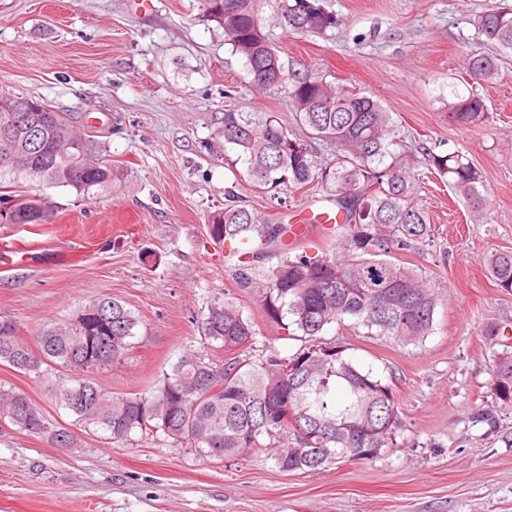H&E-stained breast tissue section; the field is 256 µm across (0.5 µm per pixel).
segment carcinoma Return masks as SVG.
Returning a JSON list of instances; mask_svg holds the SVG:
<instances>
[{"mask_svg":"<svg viewBox=\"0 0 512 512\" xmlns=\"http://www.w3.org/2000/svg\"><path fill=\"white\" fill-rule=\"evenodd\" d=\"M203 16L224 29L226 44L245 60L255 83L283 89L295 109L297 124L308 137L336 151L325 163L304 140L288 131L274 112L224 110V143L246 165L251 187L261 192L307 193L318 189L335 205L340 221L332 227L342 243L340 254L289 255L291 225L284 217L262 220L229 188L224 211L210 226L219 242H236L230 250L234 275L241 288L263 295L266 316L282 331L280 339H303L291 356L269 348L259 358L247 355L256 335L252 320L229 298H217L202 322L205 339L224 349L222 361L191 355L179 359L149 392L113 396L81 373L123 358L136 336L139 320L119 301L98 298L80 307L61 325L48 326L31 348L14 323L0 320V365L36 378L55 368L74 375L60 377L51 389L55 406L113 441L132 436L171 440L201 456L235 457L261 451L281 471L318 469L339 459L370 460L399 446L403 430L392 388L370 371L344 357L340 347L319 339L324 329L349 320L374 336L402 345H416L430 335L438 294L419 268L395 258L430 241L427 213L414 202V183L407 159L392 147L398 130L391 115L372 97L343 85L310 78L285 69L264 32L265 0H200ZM280 19L288 31L322 34L336 26L321 0H280ZM472 24L493 51L474 50L467 58L470 73L493 78L502 62L512 58V8L491 5ZM459 125L483 122L487 108L477 95L452 87L445 103ZM48 112L52 120L33 146L16 109ZM11 153L17 167L0 165V204L24 199L14 219L51 213L50 201L19 189L20 179L79 193L112 182V167L98 158V143L81 135L72 119L38 99L0 92V156ZM437 174L479 214L485 198L480 171L459 152H429ZM272 251L283 257L265 268ZM495 283L512 290V251H498L485 260ZM295 371L288 372V366ZM493 394L512 407V353L496 357ZM95 393L93 410L75 407L76 393ZM291 407L298 426L285 425L280 408ZM0 421L21 432L44 436L43 429L61 431V448L74 446L70 431L58 426L19 389L0 384ZM280 448L296 452L281 456Z\"/></svg>","mask_w":512,"mask_h":512,"instance_id":"cac0c4a2","label":"carcinoma"}]
</instances>
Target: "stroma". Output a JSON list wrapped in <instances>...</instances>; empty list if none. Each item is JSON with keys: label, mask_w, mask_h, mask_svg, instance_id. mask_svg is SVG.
<instances>
[{"label": "stroma", "mask_w": 512, "mask_h": 512, "mask_svg": "<svg viewBox=\"0 0 512 512\" xmlns=\"http://www.w3.org/2000/svg\"><path fill=\"white\" fill-rule=\"evenodd\" d=\"M492 0H324L338 24L326 34H285L266 0L265 31L286 66L376 99L396 121L427 209L433 240L397 252L435 286L432 333L401 346L351 322L322 333L363 370L388 383L402 444L376 458L279 471L261 452L199 456L149 438L110 443L55 408L45 384L0 365V382L24 392L74 446L0 426V512H512V408L491 391L498 354L512 346V290L485 260L512 251V62L496 79L470 75L479 48L471 19ZM481 97L486 120L451 122L449 86ZM33 96L74 117L102 146L112 184L80 194L23 182L54 204L44 224L0 225V318L28 341L95 298L120 301L140 324L130 351L90 379L115 395L156 386L186 354L220 359L202 314L231 298L258 333L254 351L293 355L261 299L237 287L222 244L210 237L224 190L273 212L244 165L229 167L221 135L226 106L273 112L297 133L283 91L259 92L224 31L199 0H0V91ZM459 152L483 177L475 214L432 174L426 149ZM504 336H485L487 324ZM495 422L475 421L479 410Z\"/></svg>", "instance_id": "stroma-1"}]
</instances>
